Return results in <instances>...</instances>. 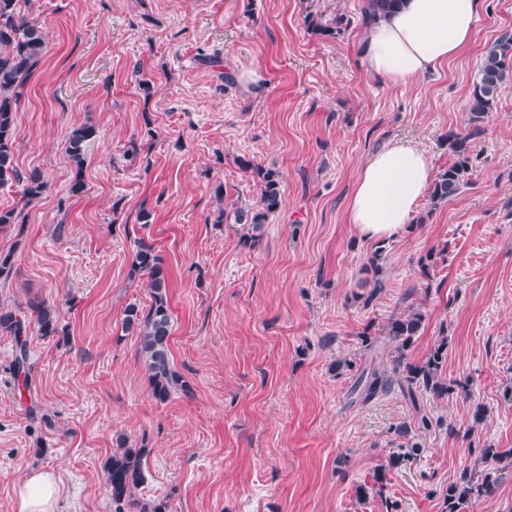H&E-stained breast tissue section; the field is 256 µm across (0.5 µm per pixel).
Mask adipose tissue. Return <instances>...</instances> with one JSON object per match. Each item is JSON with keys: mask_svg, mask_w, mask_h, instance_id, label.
I'll list each match as a JSON object with an SVG mask.
<instances>
[{"mask_svg": "<svg viewBox=\"0 0 512 512\" xmlns=\"http://www.w3.org/2000/svg\"><path fill=\"white\" fill-rule=\"evenodd\" d=\"M481 0H402L368 26L363 56L369 73L392 84L423 78L470 47ZM431 183L427 154L396 139L371 154L347 200L346 219L368 241L401 235ZM60 473L34 470L14 490V512H58Z\"/></svg>", "mask_w": 512, "mask_h": 512, "instance_id": "adipose-tissue-1", "label": "adipose tissue"}]
</instances>
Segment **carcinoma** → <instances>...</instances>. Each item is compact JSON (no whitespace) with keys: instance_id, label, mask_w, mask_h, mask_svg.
Instances as JSON below:
<instances>
[{"instance_id":"cac0c4a2","label":"carcinoma","mask_w":512,"mask_h":512,"mask_svg":"<svg viewBox=\"0 0 512 512\" xmlns=\"http://www.w3.org/2000/svg\"><path fill=\"white\" fill-rule=\"evenodd\" d=\"M399 4L400 0H366L365 21L369 23L377 13L391 11ZM46 49L41 27L22 13V0H0V185L9 181L23 184V199L26 201L40 197L46 181L41 171L32 169L23 174L15 164L16 112L32 69L43 58ZM511 77L512 36L506 33L485 48L478 76L470 89L468 129L450 131L444 138L454 161L431 185V208L447 202L468 184L472 171V143L484 133L482 123L496 106L497 91ZM95 134L94 126L85 123L74 127L68 136L66 152L79 173L86 161L87 143ZM240 164L253 170L261 181L259 208L235 207L232 212L224 211L222 215L233 216L234 223L242 226L243 242L253 245L258 241L257 232L266 218L282 205L280 173L254 166L245 159ZM382 260V250L378 249L363 267L364 284L369 289L360 294V298L366 306L372 304L381 292ZM132 271L148 275L151 303L147 309L135 304L127 307L122 330L137 336L139 359L148 376L151 394L157 401L165 402L175 391H189V384L175 370L170 359L172 311L163 259L152 245L140 242L134 254ZM27 309L42 335L58 333L55 311L46 300L34 297L27 303ZM421 321L422 314L418 312L394 314L389 318L386 330L396 342L391 370L398 374V384L410 396L417 389L437 396L449 395L459 384L441 375L442 364L447 357V340H440L426 361L420 364L407 359V350ZM0 330L20 336L25 332L24 322L12 311L1 308ZM391 383L386 369L378 364L361 375L357 388L360 394L370 398L386 390ZM473 451L476 453L473 464L464 467L459 478L448 484L445 490V512H464L471 500L494 494L501 485L502 472L512 470V448L475 446ZM147 454V449L133 448L124 441L113 449L112 456L104 464L112 502H131L133 489L145 479L142 460Z\"/></svg>"}]
</instances>
